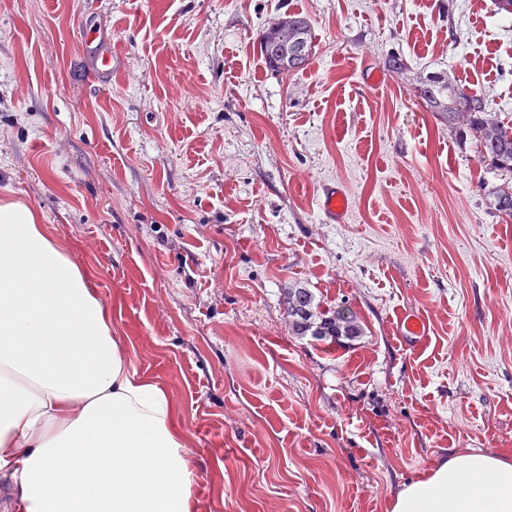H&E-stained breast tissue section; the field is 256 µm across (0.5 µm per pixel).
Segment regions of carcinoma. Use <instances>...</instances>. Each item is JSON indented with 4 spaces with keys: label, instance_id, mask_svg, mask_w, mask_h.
I'll list each match as a JSON object with an SVG mask.
<instances>
[{
    "label": "carcinoma",
    "instance_id": "obj_1",
    "mask_svg": "<svg viewBox=\"0 0 512 512\" xmlns=\"http://www.w3.org/2000/svg\"><path fill=\"white\" fill-rule=\"evenodd\" d=\"M266 64L285 73L309 63L314 44L309 19L302 14L288 18L260 33ZM427 110L448 119V128L474 139L483 161L501 176L492 192L495 210L512 218V125L498 117L481 96L442 75H431L415 88ZM288 323L295 336H310L331 344L362 335L353 313L343 307L325 308L309 288L288 289Z\"/></svg>",
    "mask_w": 512,
    "mask_h": 512
}]
</instances>
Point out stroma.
I'll return each instance as SVG.
<instances>
[{
  "instance_id": "1",
  "label": "stroma",
  "mask_w": 512,
  "mask_h": 512,
  "mask_svg": "<svg viewBox=\"0 0 512 512\" xmlns=\"http://www.w3.org/2000/svg\"><path fill=\"white\" fill-rule=\"evenodd\" d=\"M312 24L309 65L259 34ZM88 25L112 80H87ZM408 64L400 73L390 55ZM455 77L512 119L495 0H0V199L83 273L163 387L194 512H391L453 453L512 457V219L474 142L415 88ZM348 195L327 222L326 185ZM311 289L363 328L292 335ZM427 343L397 339L401 313ZM260 44L270 69L280 73L302 69L315 48L311 23L302 14H289L287 19L261 31Z\"/></svg>"
}]
</instances>
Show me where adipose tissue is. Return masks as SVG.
Returning <instances> with one entry per match:
<instances>
[{
  "mask_svg": "<svg viewBox=\"0 0 512 512\" xmlns=\"http://www.w3.org/2000/svg\"><path fill=\"white\" fill-rule=\"evenodd\" d=\"M19 512H192L171 400L131 365L101 300L36 213L0 203V474ZM392 512H512V459L450 456Z\"/></svg>",
  "mask_w": 512,
  "mask_h": 512,
  "instance_id": "obj_1",
  "label": "adipose tissue"
}]
</instances>
